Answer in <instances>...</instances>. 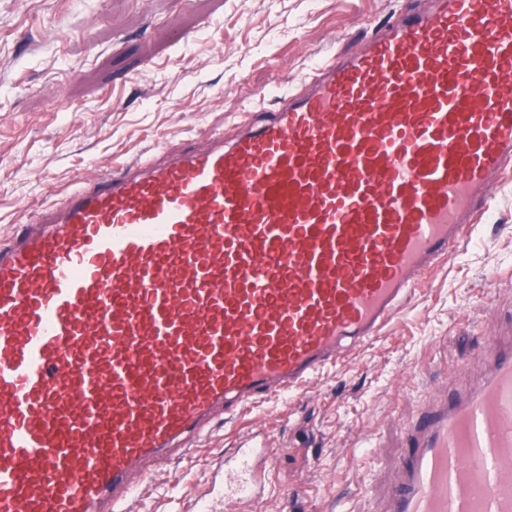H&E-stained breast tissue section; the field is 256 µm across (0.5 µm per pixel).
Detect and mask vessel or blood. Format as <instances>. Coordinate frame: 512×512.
<instances>
[{
    "label": "vessel or blood",
    "instance_id": "obj_1",
    "mask_svg": "<svg viewBox=\"0 0 512 512\" xmlns=\"http://www.w3.org/2000/svg\"><path fill=\"white\" fill-rule=\"evenodd\" d=\"M232 142L158 149L0 246V512H130L215 419L377 338L512 172V0H431ZM405 429L388 512H512V339ZM266 441L224 471L264 490Z\"/></svg>",
    "mask_w": 512,
    "mask_h": 512
}]
</instances>
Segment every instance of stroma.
I'll return each mask as SVG.
<instances>
[{
  "label": "stroma",
  "mask_w": 512,
  "mask_h": 512,
  "mask_svg": "<svg viewBox=\"0 0 512 512\" xmlns=\"http://www.w3.org/2000/svg\"><path fill=\"white\" fill-rule=\"evenodd\" d=\"M419 0H0V244L37 206L157 147L232 140L330 55L362 50ZM407 311L299 392L152 467L134 512H224V455L265 435L267 490L233 512H387L403 429L461 389L485 326L512 333V181Z\"/></svg>",
  "instance_id": "stroma-1"
}]
</instances>
